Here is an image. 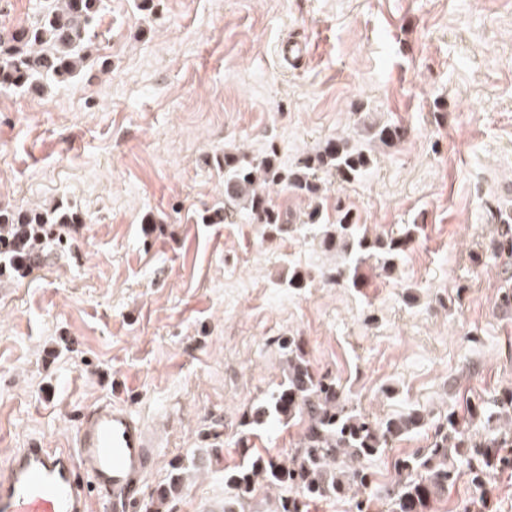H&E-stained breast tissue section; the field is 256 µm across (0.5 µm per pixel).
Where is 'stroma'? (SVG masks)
<instances>
[{"instance_id":"obj_1","label":"stroma","mask_w":512,"mask_h":512,"mask_svg":"<svg viewBox=\"0 0 512 512\" xmlns=\"http://www.w3.org/2000/svg\"><path fill=\"white\" fill-rule=\"evenodd\" d=\"M94 55L109 72L44 93L0 91V209L78 210L66 244L25 279L0 278V463L34 440L67 449L104 402L156 427L148 501L181 475L169 512H217L244 450L290 452L300 425L242 412L283 379L281 338L361 413L418 409L425 425L368 463L427 447L448 409L512 388V311L486 203H512V0H104ZM307 43L287 62L283 39ZM407 134L347 182L320 172L369 234L418 230L393 272L325 281L316 229L265 233L224 204L216 157L275 152L291 169L327 138ZM307 287H289L292 269ZM512 512V471L467 472L431 512Z\"/></svg>"}]
</instances>
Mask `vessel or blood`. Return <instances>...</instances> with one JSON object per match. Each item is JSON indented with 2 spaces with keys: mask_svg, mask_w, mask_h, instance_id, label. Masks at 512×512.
<instances>
[{
  "mask_svg": "<svg viewBox=\"0 0 512 512\" xmlns=\"http://www.w3.org/2000/svg\"><path fill=\"white\" fill-rule=\"evenodd\" d=\"M159 438L123 405L99 404L83 415L74 445L38 442L0 463V512H91L93 498L131 512L158 460Z\"/></svg>",
  "mask_w": 512,
  "mask_h": 512,
  "instance_id": "obj_1",
  "label": "vessel or blood"
}]
</instances>
